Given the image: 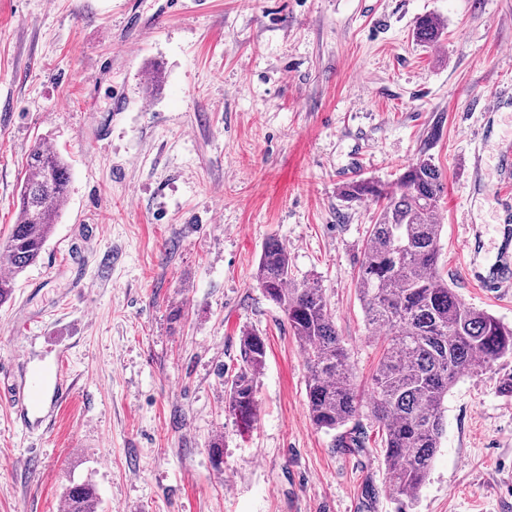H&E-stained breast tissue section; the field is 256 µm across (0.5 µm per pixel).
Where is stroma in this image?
Listing matches in <instances>:
<instances>
[{
  "instance_id": "obj_1",
  "label": "stroma",
  "mask_w": 512,
  "mask_h": 512,
  "mask_svg": "<svg viewBox=\"0 0 512 512\" xmlns=\"http://www.w3.org/2000/svg\"><path fill=\"white\" fill-rule=\"evenodd\" d=\"M163 3L0 0V240L36 143L71 170L39 259L0 304V366L18 384L43 376L52 412L0 401V512H59L84 480L99 512H398L377 424L358 417L360 448L313 425L302 347L254 273L277 239L366 386L385 334L356 276L377 208L341 190L397 187L424 152L446 175L443 275L512 326V292L471 287L463 246L469 225L478 263L497 251L492 169L512 106L474 133L477 101L512 93V0H184L152 30ZM430 13L442 40L416 44ZM246 330L267 350L249 428L224 410ZM509 373L480 367L449 391L414 512H512Z\"/></svg>"
}]
</instances>
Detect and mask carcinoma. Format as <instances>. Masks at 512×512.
<instances>
[{"mask_svg": "<svg viewBox=\"0 0 512 512\" xmlns=\"http://www.w3.org/2000/svg\"><path fill=\"white\" fill-rule=\"evenodd\" d=\"M443 31L441 19L428 14L417 19L414 38L435 44ZM27 166L16 224L0 242V258L11 268L0 277V301L12 293L16 276L38 260L71 182L69 165L52 148L34 147ZM445 192L444 173L424 152L405 168L396 190L358 179L341 191L349 202L369 199L380 207L357 272L367 325L386 331V346L365 391L354 382L323 290L315 283L291 284L288 252L279 241L265 244L255 274L257 286L282 308L303 347L313 424L338 430L364 412L371 417L385 435V487L400 512L415 505L429 475L457 376L512 359V327L461 303L440 272ZM265 359L264 338L243 332L224 408L245 427L257 418L255 380ZM65 503L67 512H98L99 497L83 482L66 490Z\"/></svg>", "mask_w": 512, "mask_h": 512, "instance_id": "carcinoma-1", "label": "carcinoma"}]
</instances>
